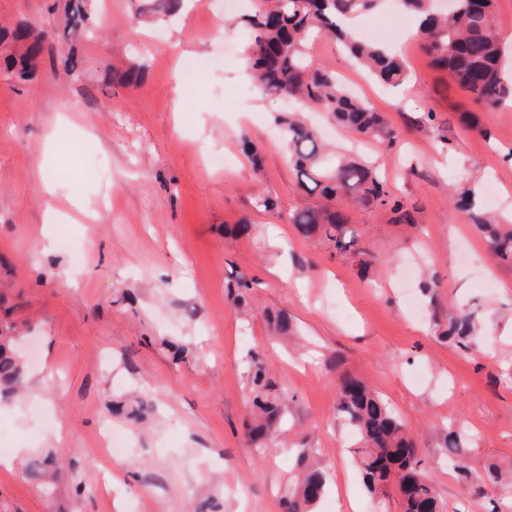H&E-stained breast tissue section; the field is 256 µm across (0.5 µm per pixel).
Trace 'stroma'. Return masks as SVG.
<instances>
[{"mask_svg": "<svg viewBox=\"0 0 512 512\" xmlns=\"http://www.w3.org/2000/svg\"><path fill=\"white\" fill-rule=\"evenodd\" d=\"M225 0H190L166 16L154 0H92L84 30L64 38V0H0V25L45 33L30 80H0V306L17 326L30 392L0 404V424L22 449L0 471V512H193L217 490L224 512H283L295 448L319 450L329 492L317 512H402L396 493H370L352 464L357 438L337 418L336 376L365 379L396 410L448 512H512L505 490L476 499L443 451L463 436L473 476L512 457V262L494 258L453 205L452 192L499 184L497 212H512V109L474 107L432 67L417 40L398 42L391 9L364 14L397 45L409 78L375 83L334 41L319 38L314 63L336 72L398 133L370 141L390 190L414 207V223L352 210V227L374 255L359 273L351 255L300 236L290 210L316 203L295 191L273 126L284 102L251 87L237 61L183 87L179 60L241 53L248 29L230 24ZM75 51L78 74L61 59ZM143 66L135 85H114L105 66ZM249 135L263 161L240 151ZM75 141L56 152L57 137ZM221 151L234 164L206 165ZM277 197L270 213L259 192ZM249 221L250 234H228ZM82 248L74 264L72 245ZM437 274L436 296L423 277ZM247 280L248 307L232 292ZM414 299L419 316L405 309ZM475 312L477 346L439 338L435 306ZM285 311L302 335L294 349L269 330ZM179 336L181 364L145 337ZM256 350L291 400L288 429L256 453L243 430L245 357ZM156 391L144 425L113 415L114 397ZM125 430L126 455L99 446L105 423ZM65 458L50 489L25 467L46 450Z\"/></svg>", "mask_w": 512, "mask_h": 512, "instance_id": "35a3bbf8", "label": "stroma"}]
</instances>
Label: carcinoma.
<instances>
[{
  "label": "carcinoma",
  "instance_id": "cac0c4a2",
  "mask_svg": "<svg viewBox=\"0 0 512 512\" xmlns=\"http://www.w3.org/2000/svg\"><path fill=\"white\" fill-rule=\"evenodd\" d=\"M382 0H254L251 9L234 18L252 32L248 68L260 91L270 97L298 102L300 110H285L275 116L284 140L288 161L296 174L297 186L323 203L289 214L304 237L319 236L336 252L351 253L360 270L371 265L372 252L359 244L349 228L351 217L335 206L347 198L364 209L391 214L392 221L412 224L414 217L405 201L391 193L369 162L347 154L329 159V145L302 117V112H319L327 120L340 123L352 132L392 146L397 133L388 127L380 113L365 100L349 94L324 66L313 65L308 47L310 37L337 40L358 65L384 84H400L407 78L404 63L391 55L384 40L351 39L341 28L343 18L376 9ZM403 10L420 19L418 43L430 62L448 71L479 107L498 106L512 98V82L505 81L501 61L504 50L495 25L496 0H460L458 13L450 18L434 11L433 0H400ZM67 28L75 32L84 27L86 0H66ZM0 78L28 80L36 70L41 54V36L27 27L0 29ZM456 205L464 211L501 260H512V224H504L485 213L477 201V191L464 188L456 193ZM15 327L0 322V397L9 399L25 389V363L14 348ZM477 326L470 312L448 315L440 337L468 350L474 344ZM161 349L180 362L188 354L181 340L163 336L156 341ZM250 385L251 418L246 433L257 451L270 435L280 431L289 413L286 395L276 390L271 371L259 353L246 360ZM112 411L134 423L145 421L153 411L147 395L112 401ZM336 412L361 445L352 449V459L365 487L383 493L391 486L400 496L403 512H447V504L421 476V460L402 423L390 406L362 379L344 374L336 384ZM445 453L463 479L470 477L464 461L460 435L448 432ZM312 447L295 449L298 475L282 497L284 512H314L327 490V476ZM62 469L58 453L48 450L34 460L29 477L40 485L53 479ZM502 468L491 464L486 479L476 484L475 495L505 485ZM194 512H224V498L218 492L196 500Z\"/></svg>",
  "mask_w": 512,
  "mask_h": 512
}]
</instances>
